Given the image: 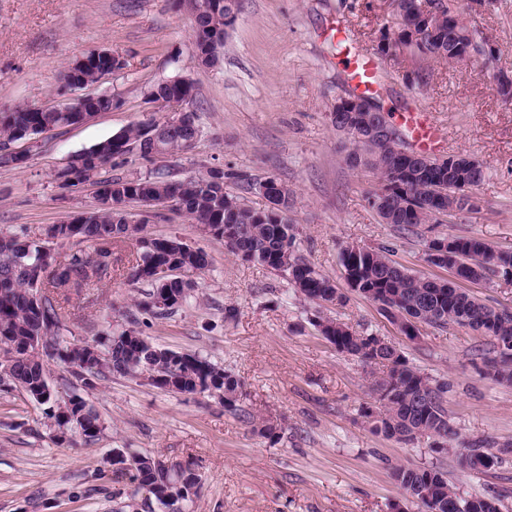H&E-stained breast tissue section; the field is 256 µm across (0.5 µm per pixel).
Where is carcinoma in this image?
<instances>
[{
    "instance_id": "carcinoma-1",
    "label": "carcinoma",
    "mask_w": 512,
    "mask_h": 512,
    "mask_svg": "<svg viewBox=\"0 0 512 512\" xmlns=\"http://www.w3.org/2000/svg\"><path fill=\"white\" fill-rule=\"evenodd\" d=\"M214 6L196 14L197 48L201 54L213 38H224L226 26L224 0H207ZM387 30L394 40L403 42L413 55L434 60L450 61L451 51H471L482 64H496L497 52L486 50L487 41L468 27L460 18L457 3L461 0H432L440 12L436 28L420 34L422 0H394ZM118 105L107 94L88 101L92 114L108 112ZM68 113L17 105L0 112V150L21 140L28 132L37 134L45 129L60 130L68 125ZM160 139L168 155L186 147V142L199 131L180 127L173 122L150 118L131 125L121 133L98 143L88 150L95 162L80 169L64 167L55 173L63 189L80 184H104L111 187L118 202H142L152 206L164 200L176 203L174 210L184 214L192 223L214 239L224 240L231 233L235 245L226 250L243 261L258 263L275 272L284 273L305 301L316 306L312 325L340 354L365 364L385 367L375 387L388 388L378 396L377 411L366 413L372 431L387 439L410 443L420 436L439 437L446 443L457 441L463 467L485 472L499 463L493 452L494 443L458 440V433L448 420L443 405L444 385L435 383L416 367L396 347L380 343L377 335L351 334L347 324L338 317L324 314L327 304L346 305L348 296L330 278L320 274L296 249V231L286 217L269 215L250 207L240 195L224 188V178L233 179L247 187L252 180L243 172L217 174L210 169L198 177L182 180L153 178H101L106 168L116 161L113 145L125 146L123 155L137 154L147 159L150 135ZM355 151L352 164L366 162L378 175V183L369 202L382 221L401 230H411L421 224H441L436 215L437 192L451 195L463 185L479 186L485 171L476 163L466 168L449 167L448 163L416 164L396 153L393 141L377 137L350 138ZM119 213L111 208L97 207L88 212L81 225L80 239L71 240V225L54 224V236L71 242L70 252L57 256L44 280L34 286L33 275L42 268L38 244L29 238L25 229L0 230V337H7L17 346L18 356L9 368L11 382L0 390H22L45 406L44 414L52 425L67 430L76 429L85 443H94L103 434L104 425L98 413L84 399L75 406L77 417L63 419L51 399H40L50 388L45 360L39 353L27 349L33 337L43 334L52 338L55 354L51 360L59 363L68 377L90 388L112 375L137 379L144 374L173 380L177 392L187 395L204 394L224 403V409L238 411L243 392L241 382L230 372L195 353L178 352L151 343L141 331L128 328L91 346L87 342H68L60 336V300L80 295L107 275L112 268L114 249L124 239L113 232ZM90 244V248L83 244ZM453 255L457 261L483 257L481 278L501 273L512 275V251L494 250L477 237H454ZM168 265L180 274L165 278H150L154 264ZM340 263L346 272H354L350 291L373 302L405 313L418 322L435 327L450 324L469 329L493 339L482 359L494 377L512 380V351L501 349L500 343L512 342V311L497 310L482 303L470 292L451 287L443 277H427L411 272L388 256L384 247H363L354 253L341 250ZM209 266L208 254L183 242L178 237L149 236V245L138 247L129 259V277L134 282H146L151 290L137 303L139 312L149 320L165 319L184 307L192 297L196 284L194 274ZM40 295V303L32 305L31 291ZM122 467L112 471V479H126L134 487L127 507L140 512H186L199 495L201 478L195 465L166 467L160 459L146 454L119 450ZM394 480L419 502L425 512H472L459 506L469 503L490 506L481 512H500L497 496L465 499L451 486L444 473L434 467H399Z\"/></svg>"
}]
</instances>
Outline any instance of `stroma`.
I'll use <instances>...</instances> for the list:
<instances>
[{"label": "stroma", "instance_id": "obj_1", "mask_svg": "<svg viewBox=\"0 0 512 512\" xmlns=\"http://www.w3.org/2000/svg\"><path fill=\"white\" fill-rule=\"evenodd\" d=\"M462 19L491 40L500 67L512 75V0H490L463 11ZM388 21L384 0H240L220 62L206 67L193 51L194 20L173 0H0V112L60 103L67 62L89 48L106 47L123 61L90 87L107 90L118 107L48 136L26 164L0 167V229L22 227L40 239L47 226L94 209L93 186L60 188L55 172L148 119L146 93L183 77L198 90L195 144L151 162L126 155L112 176L186 179L221 168L275 179L288 189L297 250L340 288L339 255L349 243L386 247L392 259L425 276L438 273L425 256L426 241L437 236H474L512 250V103L502 100L479 61L377 56L376 36ZM362 54L375 59L376 97L386 110L430 113L441 129L437 154L460 152L483 164L479 210L413 233L380 220L368 200L376 175L346 162L347 138L330 122L338 98L355 90L352 63ZM146 230L203 249L210 264L195 277L194 299L143 327V335L232 372L243 384L240 411L142 379L110 377L79 391L105 425L100 440L87 445L58 439L42 406L25 393L0 392V512H121L129 484L117 496H75L97 484L116 448L195 463V512H423L392 477L401 465L439 467L462 496L495 492L501 512H512V383L487 374L478 351L489 337L422 324L410 340L354 293L337 311L354 331L381 336L445 384L444 406L461 439L503 448L501 464L481 473L461 469L432 438L403 444L371 431L365 413L378 405L372 384L381 367L336 352L311 325L313 306L294 294L286 276L234 257L164 207ZM135 249V241L124 243L98 287L64 304V340L91 343L128 328L149 289L128 279ZM254 418L281 426L280 439L254 432Z\"/></svg>", "mask_w": 512, "mask_h": 512}]
</instances>
